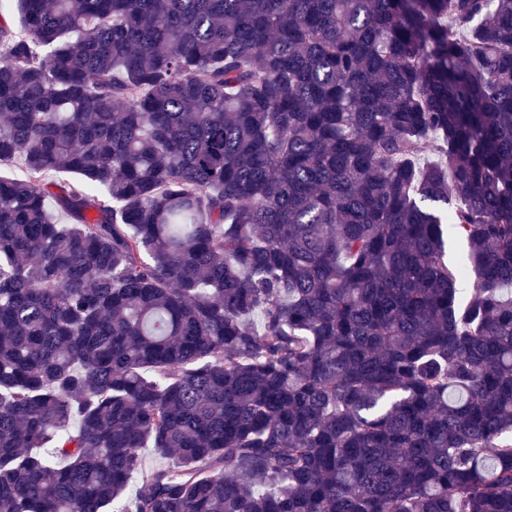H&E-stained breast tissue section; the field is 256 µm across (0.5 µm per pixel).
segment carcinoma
Listing matches in <instances>:
<instances>
[{
    "label": "carcinoma",
    "mask_w": 512,
    "mask_h": 512,
    "mask_svg": "<svg viewBox=\"0 0 512 512\" xmlns=\"http://www.w3.org/2000/svg\"><path fill=\"white\" fill-rule=\"evenodd\" d=\"M18 3L0 512H512V0Z\"/></svg>",
    "instance_id": "1"
}]
</instances>
